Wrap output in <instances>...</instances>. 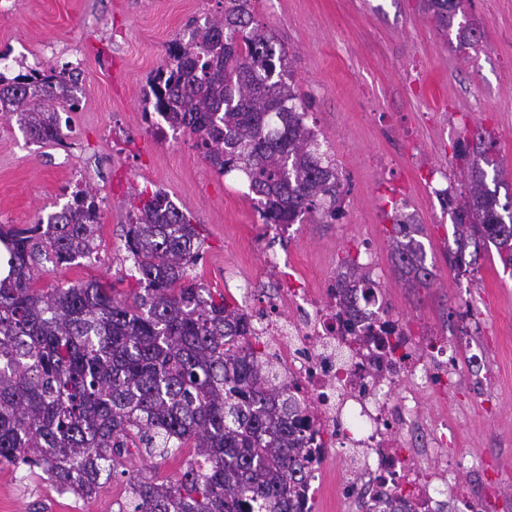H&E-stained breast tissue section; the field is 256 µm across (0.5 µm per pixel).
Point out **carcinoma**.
<instances>
[{"label":"carcinoma","instance_id":"1","mask_svg":"<svg viewBox=\"0 0 512 512\" xmlns=\"http://www.w3.org/2000/svg\"><path fill=\"white\" fill-rule=\"evenodd\" d=\"M253 0H224V13L171 41L173 62L158 69L152 108L220 174L249 182L265 224H298L305 215L334 220L342 193L335 161L320 150L310 104L295 91L288 49L256 23ZM444 28L462 0H426ZM68 65L0 71V113L35 143L64 145L58 110H73ZM467 185L456 204L455 264H478L491 242L512 269V198L500 203L468 151ZM124 229L133 269L130 291L89 281L35 287L48 262L73 266L97 258L101 224L83 191L35 224L0 225V464L93 498L136 449L167 459L193 449L173 481L126 483L121 512H296L306 469L304 422L279 401L276 374L242 347L240 308L199 288L188 273L204 239L190 216L157 189L137 193ZM508 217H503V213ZM394 266L413 288L433 272L409 225L393 224ZM345 269L377 288L356 258Z\"/></svg>","mask_w":512,"mask_h":512}]
</instances>
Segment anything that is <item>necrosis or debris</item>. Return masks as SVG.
<instances>
[{
  "label": "necrosis or debris",
  "instance_id": "necrosis-or-debris-1",
  "mask_svg": "<svg viewBox=\"0 0 512 512\" xmlns=\"http://www.w3.org/2000/svg\"><path fill=\"white\" fill-rule=\"evenodd\" d=\"M347 284L355 295L350 309L329 287L294 281L259 303L249 284L239 287L243 313L258 325L255 335L240 337V345H255L284 368V393L309 423L304 445L315 450L317 460L307 472L302 512H318L325 464L340 458L348 473L364 480L366 512H376L380 495L397 485L410 491V512H440L431 486L438 481L453 490L460 461L445 448L447 422L424 427L419 418L436 381L437 358L446 349L403 361L382 357L370 333L383 315L360 280ZM410 433L419 455L435 459L432 471L407 463L403 447Z\"/></svg>",
  "mask_w": 512,
  "mask_h": 512
}]
</instances>
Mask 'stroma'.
I'll return each instance as SVG.
<instances>
[{
  "label": "stroma",
  "instance_id": "stroma-1",
  "mask_svg": "<svg viewBox=\"0 0 512 512\" xmlns=\"http://www.w3.org/2000/svg\"><path fill=\"white\" fill-rule=\"evenodd\" d=\"M223 11L224 0H0L7 74L76 65L81 99L60 147L32 143L0 115V224L47 217L75 183L105 195L97 260L43 264L41 288L92 279L124 290L132 264L123 229L146 188L199 224L205 250L193 274L230 302L241 298L228 273L268 292L270 253L314 288L346 255L371 263L387 313L412 338L430 334L453 348L448 383L424 416L451 422L466 502L472 512H512V274L493 249L475 274L457 273L450 202L465 189L456 147L480 132L494 145L479 165L500 198L512 196V0H466L445 29L422 0H256V19L288 48L294 85L343 180L342 222L309 216L296 238L275 241L261 235L244 175L217 173L189 133L160 143L143 125V88L169 41ZM466 28L476 38H463ZM405 210L434 273L427 288L408 287L393 267V218ZM474 354L484 365L477 377L467 370ZM124 488L119 479L83 500L0 465V512H117ZM463 503L449 499L444 512Z\"/></svg>",
  "mask_w": 512,
  "mask_h": 512
}]
</instances>
